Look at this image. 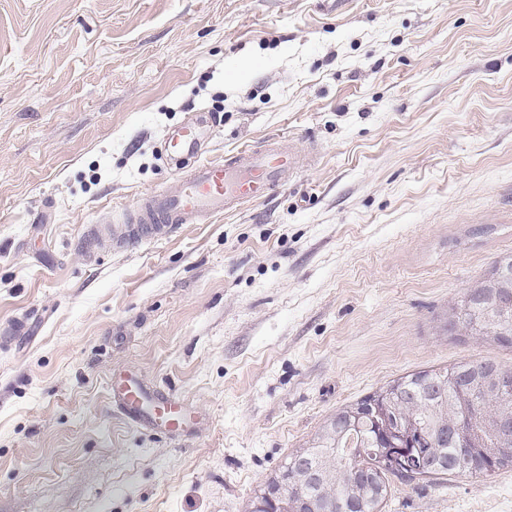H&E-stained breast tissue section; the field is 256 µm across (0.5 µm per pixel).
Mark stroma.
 <instances>
[{"label":"stroma","instance_id":"stroma-1","mask_svg":"<svg viewBox=\"0 0 512 512\" xmlns=\"http://www.w3.org/2000/svg\"><path fill=\"white\" fill-rule=\"evenodd\" d=\"M290 138L271 200L123 249L173 170ZM512 251V0H0V512H247L336 410L512 346L446 333ZM129 373L197 410L131 423ZM381 512H512V471Z\"/></svg>","mask_w":512,"mask_h":512}]
</instances>
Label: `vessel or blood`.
I'll list each match as a JSON object with an SVG mask.
<instances>
[{
  "mask_svg": "<svg viewBox=\"0 0 512 512\" xmlns=\"http://www.w3.org/2000/svg\"><path fill=\"white\" fill-rule=\"evenodd\" d=\"M209 125V115L200 109L188 113L179 127L167 133L165 147L176 172L162 188L143 198L136 216L115 230L118 245L166 238L182 225L203 224L243 204L267 200L285 176L308 164L306 155L281 141L246 147L221 161L204 160ZM113 396L133 423L164 424L173 431L179 426L174 411L181 403L173 395H151L141 386L128 384Z\"/></svg>",
  "mask_w": 512,
  "mask_h": 512,
  "instance_id": "b4317fda",
  "label": "vessel or blood"
}]
</instances>
